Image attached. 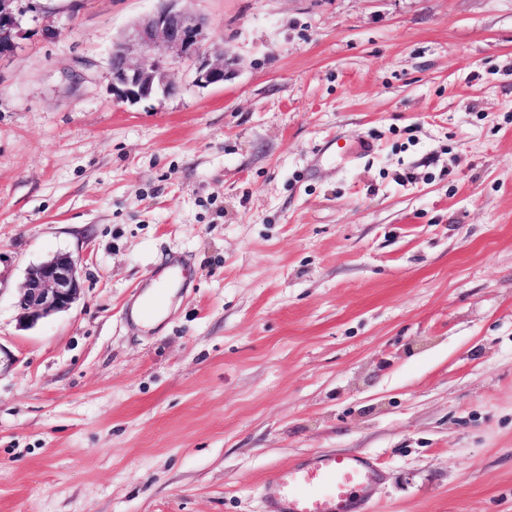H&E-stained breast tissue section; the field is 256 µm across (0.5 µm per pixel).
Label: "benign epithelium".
<instances>
[{"instance_id":"benign-epithelium-1","label":"benign epithelium","mask_w":512,"mask_h":512,"mask_svg":"<svg viewBox=\"0 0 512 512\" xmlns=\"http://www.w3.org/2000/svg\"><path fill=\"white\" fill-rule=\"evenodd\" d=\"M159 7L141 17L132 30L115 40L105 78L113 97L136 105L157 95L179 96L190 87L220 86L228 77L224 50L205 48V20L180 7L181 0H159ZM42 8L37 0H0V60L17 53L29 12ZM185 61L195 64L192 85L175 82L170 71ZM82 283L77 262L59 253L30 267L20 286L18 306L33 325L67 311L79 299Z\"/></svg>"}]
</instances>
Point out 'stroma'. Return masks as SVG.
<instances>
[{"label": "stroma", "instance_id": "stroma-1", "mask_svg": "<svg viewBox=\"0 0 512 512\" xmlns=\"http://www.w3.org/2000/svg\"><path fill=\"white\" fill-rule=\"evenodd\" d=\"M156 6L50 0L0 60V512H265L319 451L376 460L361 512H512V0H182L228 80L118 102ZM81 290L76 260L59 253L28 269L20 286L18 306L23 319L33 325L49 315L69 310ZM161 290H164V288H158L153 293L144 294L135 304L137 298L141 295L140 291L136 299L124 309L125 317L139 321H146L154 317L162 304Z\"/></svg>", "mask_w": 512, "mask_h": 512}]
</instances>
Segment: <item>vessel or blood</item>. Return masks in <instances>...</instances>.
<instances>
[{"label": "vessel or blood", "mask_w": 512, "mask_h": 512, "mask_svg": "<svg viewBox=\"0 0 512 512\" xmlns=\"http://www.w3.org/2000/svg\"><path fill=\"white\" fill-rule=\"evenodd\" d=\"M161 304L160 292L149 293L127 305L124 315L146 321ZM378 479L369 457L316 452L269 476L262 496L266 512H359Z\"/></svg>", "instance_id": "1"}]
</instances>
